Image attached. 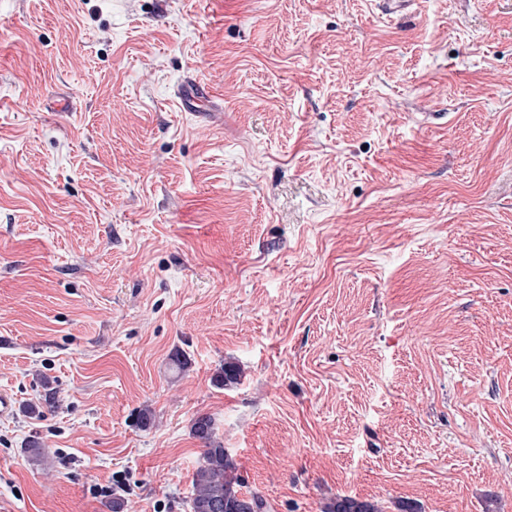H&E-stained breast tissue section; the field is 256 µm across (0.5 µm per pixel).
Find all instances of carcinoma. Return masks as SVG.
Returning a JSON list of instances; mask_svg holds the SVG:
<instances>
[{"instance_id":"cac0c4a2","label":"carcinoma","mask_w":512,"mask_h":512,"mask_svg":"<svg viewBox=\"0 0 512 512\" xmlns=\"http://www.w3.org/2000/svg\"><path fill=\"white\" fill-rule=\"evenodd\" d=\"M241 368L226 362L214 378L220 387L239 383ZM193 434L204 442L202 461L192 477L190 512H262L263 500L241 492V479L233 458L214 440V422L199 416L192 424ZM325 512H382L378 504L351 496H338L325 506Z\"/></svg>"}]
</instances>
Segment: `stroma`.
<instances>
[{"mask_svg":"<svg viewBox=\"0 0 512 512\" xmlns=\"http://www.w3.org/2000/svg\"><path fill=\"white\" fill-rule=\"evenodd\" d=\"M0 389V512H512V0H0ZM193 434L204 442L202 461L192 477L191 512H260L265 507L257 495L241 492V479L233 458L224 446L214 440L211 417H197ZM325 512H382L378 504L351 496H336L325 506Z\"/></svg>","mask_w":512,"mask_h":512,"instance_id":"1","label":"stroma"}]
</instances>
